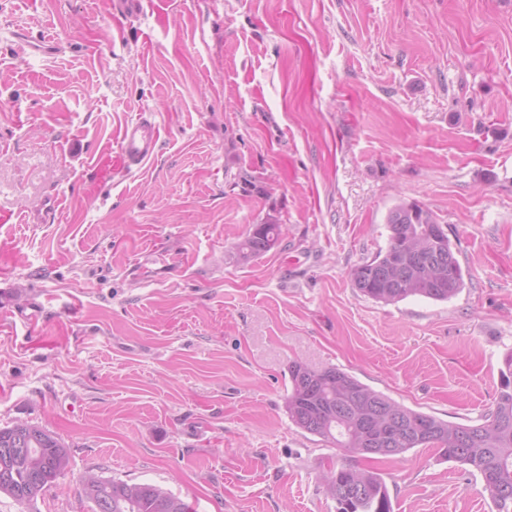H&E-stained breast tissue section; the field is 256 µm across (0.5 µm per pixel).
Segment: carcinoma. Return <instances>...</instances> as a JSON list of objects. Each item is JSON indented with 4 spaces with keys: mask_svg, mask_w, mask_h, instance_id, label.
Listing matches in <instances>:
<instances>
[{
    "mask_svg": "<svg viewBox=\"0 0 512 512\" xmlns=\"http://www.w3.org/2000/svg\"><path fill=\"white\" fill-rule=\"evenodd\" d=\"M385 249L351 273L363 295L386 304L409 297L447 301L464 286L462 268L448 234L433 211L416 202H401L387 217ZM280 224H254L234 246L230 258L248 263L277 247ZM290 390L285 407L301 430L346 448L368 462L396 458L414 448H434L448 461L477 471L497 512H512V355L501 371L495 409L484 423L460 425L407 408L336 367L324 369L294 361L288 367ZM0 494L19 503H34L56 480V471L70 465L67 446L37 425L0 427ZM362 448H383L364 454ZM336 512H392L381 475L364 464L330 466L322 474ZM83 496L103 499L107 512H190V505L170 490L151 483L99 478L95 492Z\"/></svg>",
    "mask_w": 512,
    "mask_h": 512,
    "instance_id": "1",
    "label": "carcinoma"
}]
</instances>
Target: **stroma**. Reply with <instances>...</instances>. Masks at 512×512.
<instances>
[{
    "label": "stroma",
    "instance_id": "obj_1",
    "mask_svg": "<svg viewBox=\"0 0 512 512\" xmlns=\"http://www.w3.org/2000/svg\"><path fill=\"white\" fill-rule=\"evenodd\" d=\"M141 113L157 154L98 181ZM402 201L453 244L450 300L352 284ZM267 220L279 246L229 262ZM0 285V426L45 427L71 457L0 512H91L89 472L193 512H336L321 466L353 455L291 422V362L456 424L494 408L512 353V0H0ZM376 468L393 512H495L433 449Z\"/></svg>",
    "mask_w": 512,
    "mask_h": 512
}]
</instances>
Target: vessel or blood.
Returning <instances> with one entry per match:
<instances>
[{"mask_svg": "<svg viewBox=\"0 0 512 512\" xmlns=\"http://www.w3.org/2000/svg\"><path fill=\"white\" fill-rule=\"evenodd\" d=\"M158 151L155 127L146 116L125 122L118 134L116 153H103L96 162L99 180L108 181L119 171L128 172L153 157Z\"/></svg>", "mask_w": 512, "mask_h": 512, "instance_id": "obj_1", "label": "vessel or blood"}]
</instances>
